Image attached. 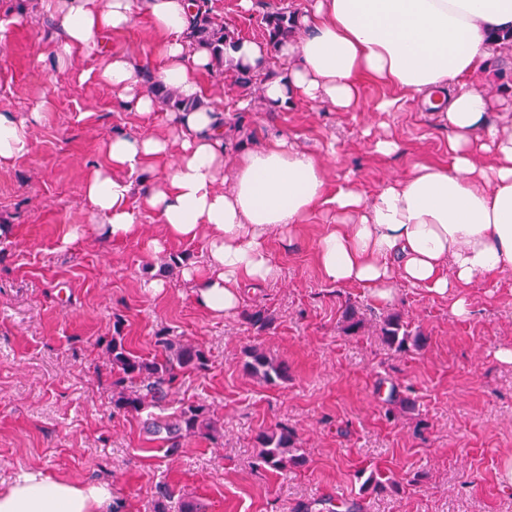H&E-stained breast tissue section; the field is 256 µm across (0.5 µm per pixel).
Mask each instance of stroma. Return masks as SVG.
<instances>
[{"mask_svg": "<svg viewBox=\"0 0 512 512\" xmlns=\"http://www.w3.org/2000/svg\"><path fill=\"white\" fill-rule=\"evenodd\" d=\"M52 0H0V111L32 124L26 154L0 166V483L39 472L110 484L123 512H151L167 486L169 512L199 500L208 512H512V272L479 279L453 297L400 284L388 301L366 289L325 280L316 247L331 218L298 225L292 240L271 236L281 274L245 292L234 314L215 317L195 302L186 269H204L206 240L165 241L160 220L139 213L141 232L122 242L101 233L85 196L90 173L105 165L118 134H172L171 110L123 109L97 53L59 63ZM307 0H210L217 21L243 38L264 40V14L300 11ZM112 53L157 74L150 20L135 11L108 35ZM384 89L368 84L361 112L314 104L270 109L261 89L217 74L209 105L229 128L228 158L240 145L285 135L317 154L330 183L354 181L373 198L390 178L419 163L448 159V136L418 106L377 112ZM249 98L240 112V98ZM392 137L401 152L382 155L374 140ZM161 239L160 248L151 240ZM355 306L364 326L345 329ZM270 319L257 329L246 312ZM397 313L420 332V347L397 352L380 326ZM167 330L202 349L208 368L185 374L173 405H206L218 440L186 438L174 457L143 427L142 416L112 410L106 342L155 356ZM286 360L288 379L270 386L245 368L247 348ZM292 428L301 464L272 471L255 436ZM392 481L364 489V473Z\"/></svg>", "mask_w": 512, "mask_h": 512, "instance_id": "35a3bbf8", "label": "stroma"}]
</instances>
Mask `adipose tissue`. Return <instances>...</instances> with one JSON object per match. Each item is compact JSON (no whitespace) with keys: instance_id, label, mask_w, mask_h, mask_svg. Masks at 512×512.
<instances>
[{"instance_id":"obj_1","label":"adipose tissue","mask_w":512,"mask_h":512,"mask_svg":"<svg viewBox=\"0 0 512 512\" xmlns=\"http://www.w3.org/2000/svg\"><path fill=\"white\" fill-rule=\"evenodd\" d=\"M144 9L164 48L161 77L183 98L204 93L206 50L187 36L190 0H62L53 14L63 54L93 49L98 37L125 27ZM301 36L286 44L285 76L264 82L271 107L316 102L348 112L372 81L391 90L378 110L416 103L452 135L448 162L418 164L365 199L351 182L329 188L312 154L288 138L226 155V132L208 108L177 115L178 133L116 135L106 166L85 183L101 228L122 241L137 235L139 209L156 213L166 238L206 236L205 271H186L198 305L216 316L237 311L245 289L276 279L272 234L291 237L317 210L332 214L316 250L322 276L359 286L387 301L396 284L456 295L512 271V134L489 125L492 103L471 77L492 57L498 34L512 29V0H309L298 13ZM121 102L141 114L156 103L141 73L121 55L101 58ZM29 124L0 111V164L28 150ZM171 157L142 194L129 172ZM106 483H81L29 473L0 488V512H105Z\"/></svg>"}]
</instances>
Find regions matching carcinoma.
<instances>
[{"label":"carcinoma","instance_id":"obj_1","mask_svg":"<svg viewBox=\"0 0 512 512\" xmlns=\"http://www.w3.org/2000/svg\"><path fill=\"white\" fill-rule=\"evenodd\" d=\"M196 12L191 20L189 38L205 48L211 62L224 67V48L235 43L238 37L226 26L211 16L209 0H194ZM267 43L274 49L292 39L298 31L295 13L276 11L264 17ZM492 75L497 90L503 93L512 90V67L503 68L491 62ZM161 102L176 112H190L200 106L197 100L187 101L171 87L153 84ZM382 342L391 349L405 351L409 346H418L419 334L411 333L409 326L398 314L388 315L380 330ZM161 356L143 358L130 351L121 336L109 341L107 352L112 366V409L115 412L140 414L149 408L165 412L163 416H152L151 427L167 444L171 454L182 447L181 439L186 435L214 436L216 425L208 408L189 404L169 408V397L181 375L200 373L208 367L204 352L183 341L178 336L156 337ZM246 370L266 384H274L287 376L284 363L268 356L259 348L246 351ZM260 462L273 471L288 469L296 464L299 456L293 454L295 434L286 426L263 430L256 435Z\"/></svg>","mask_w":512,"mask_h":512}]
</instances>
